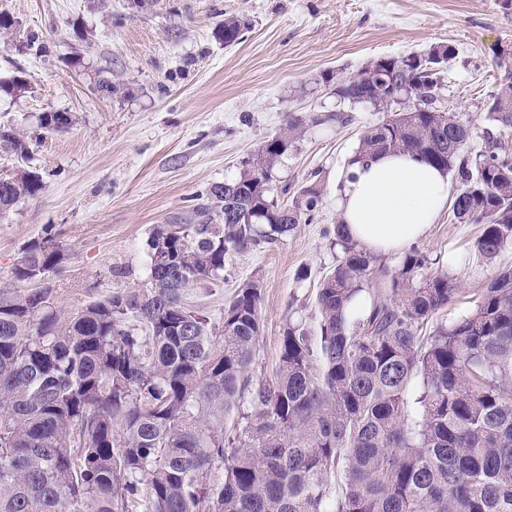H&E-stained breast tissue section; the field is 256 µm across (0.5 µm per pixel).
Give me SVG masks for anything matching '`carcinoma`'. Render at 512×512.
Returning <instances> with one entry per match:
<instances>
[{"instance_id":"1","label":"carcinoma","mask_w":512,"mask_h":512,"mask_svg":"<svg viewBox=\"0 0 512 512\" xmlns=\"http://www.w3.org/2000/svg\"><path fill=\"white\" fill-rule=\"evenodd\" d=\"M244 24L224 19L231 46ZM452 48L381 57L336 79L339 102L378 101L350 163L412 152L453 174L452 214L479 224L478 253L512 246V155L439 107ZM512 71L488 103L512 128ZM63 132L68 112H43ZM291 115L256 162L196 196L193 223L161 224L146 276L74 312L51 288L0 289V512H512V269L463 315L432 323L463 293L412 250L401 268L334 227L343 252L319 284L318 338L288 321L275 378L247 389L261 286L239 285L215 321L185 292L224 279L233 255L312 222L321 191L278 199L272 170L304 131ZM455 142L448 150V141ZM0 152L29 137L0 125ZM45 189L29 170L0 179V211ZM51 239L13 274L58 272ZM236 417L227 429L224 420Z\"/></svg>"}]
</instances>
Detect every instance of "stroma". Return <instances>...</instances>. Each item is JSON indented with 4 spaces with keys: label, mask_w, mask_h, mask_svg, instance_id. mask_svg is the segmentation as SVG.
I'll list each match as a JSON object with an SVG mask.
<instances>
[{
    "label": "stroma",
    "mask_w": 512,
    "mask_h": 512,
    "mask_svg": "<svg viewBox=\"0 0 512 512\" xmlns=\"http://www.w3.org/2000/svg\"><path fill=\"white\" fill-rule=\"evenodd\" d=\"M16 20L0 33V80L21 73L29 91L0 94V123L26 131L47 111L72 113L71 128L32 145L30 166L46 188L0 213V288L31 242L53 237L65 259L50 285L59 306L133 286L145 276L148 240L160 224H182L193 198L236 178L289 114L307 119L302 137L273 171L276 186L316 185L319 215L257 250L236 254L223 281L188 290L186 301L219 318L237 286L262 288V331L250 375L272 378L285 320L316 329V292L342 256L331 231L336 200L360 132L381 118L353 106L346 123L313 125L335 110L328 77L346 76L376 58L453 47L442 104L475 130L498 131L486 103L504 79L499 62L512 52V8L503 0H0ZM243 20V38L225 46V17ZM120 81V94L100 92ZM512 153V132L498 131ZM476 224L444 211L417 247L436 271L457 275L463 301L439 313L465 311L503 268L512 247L493 261L475 249Z\"/></svg>",
    "instance_id": "stroma-1"
}]
</instances>
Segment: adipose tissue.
<instances>
[{"label": "adipose tissue", "instance_id": "obj_1", "mask_svg": "<svg viewBox=\"0 0 512 512\" xmlns=\"http://www.w3.org/2000/svg\"><path fill=\"white\" fill-rule=\"evenodd\" d=\"M450 194L446 172L412 154H387L350 166L339 220L368 251L394 255L426 235Z\"/></svg>", "mask_w": 512, "mask_h": 512}]
</instances>
